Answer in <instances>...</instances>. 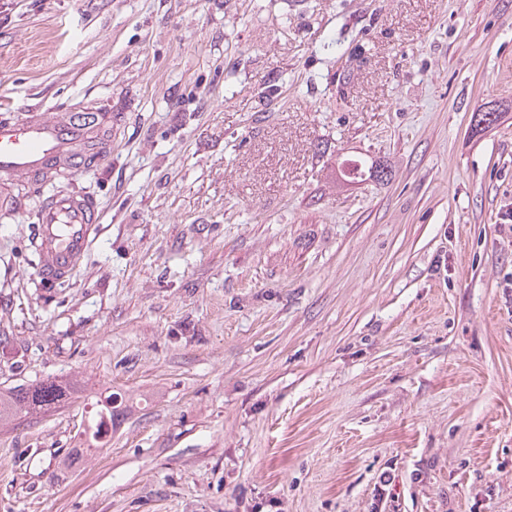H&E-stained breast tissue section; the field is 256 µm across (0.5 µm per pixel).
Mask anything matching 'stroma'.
<instances>
[{
  "instance_id": "obj_1",
  "label": "stroma",
  "mask_w": 512,
  "mask_h": 512,
  "mask_svg": "<svg viewBox=\"0 0 512 512\" xmlns=\"http://www.w3.org/2000/svg\"><path fill=\"white\" fill-rule=\"evenodd\" d=\"M88 107L111 156L0 208V390H70L0 424V512H512V0H0V119ZM33 247L36 274L48 286L69 280L99 236L100 213L81 194L52 195L40 204ZM123 398L118 393H111L104 399H98L92 411L89 422L93 429L90 435V447H102L108 443L107 438L112 433L115 419L125 412Z\"/></svg>"
}]
</instances>
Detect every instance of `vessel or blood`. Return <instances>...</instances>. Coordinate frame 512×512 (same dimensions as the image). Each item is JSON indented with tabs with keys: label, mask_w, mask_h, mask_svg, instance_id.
<instances>
[{
	"label": "vessel or blood",
	"mask_w": 512,
	"mask_h": 512,
	"mask_svg": "<svg viewBox=\"0 0 512 512\" xmlns=\"http://www.w3.org/2000/svg\"><path fill=\"white\" fill-rule=\"evenodd\" d=\"M95 133L102 136L98 154L106 156L112 150L111 113L83 111L61 117L34 110L15 121L0 122V185L16 186L25 175L48 184L91 170L77 145ZM36 217V274L44 284L55 286L79 268L99 235L100 213L83 195H52L43 200Z\"/></svg>",
	"instance_id": "1"
}]
</instances>
